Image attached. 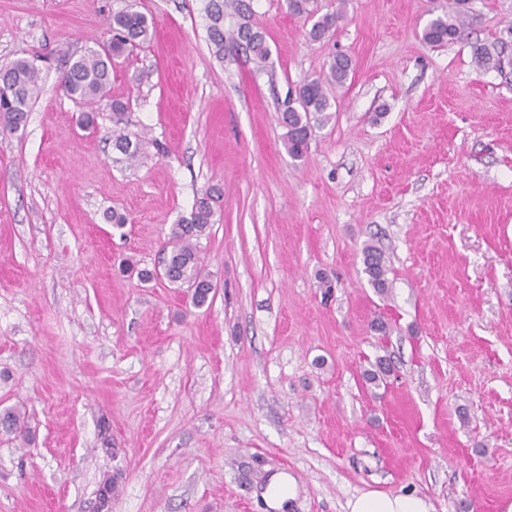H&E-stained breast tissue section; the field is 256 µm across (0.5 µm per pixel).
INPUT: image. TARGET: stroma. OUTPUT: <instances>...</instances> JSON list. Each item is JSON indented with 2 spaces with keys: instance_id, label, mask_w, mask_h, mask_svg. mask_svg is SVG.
<instances>
[{
  "instance_id": "35a3bbf8",
  "label": "stroma",
  "mask_w": 512,
  "mask_h": 512,
  "mask_svg": "<svg viewBox=\"0 0 512 512\" xmlns=\"http://www.w3.org/2000/svg\"><path fill=\"white\" fill-rule=\"evenodd\" d=\"M249 3L262 69L230 46L213 56L204 0H0V64L42 68L26 126L0 134V411L29 430L0 431V512H268L276 472L298 485L288 512H347L366 489L502 512L512 76L478 69L472 46L512 55V0H470L441 47L422 34L453 0H317L340 15L321 42L284 0ZM129 6L152 39L115 60L98 103L65 95L61 71ZM338 53L349 78L293 160L281 104ZM116 98L148 138L134 167L112 149ZM207 194L214 297L198 308L137 272ZM372 241L385 296L363 272ZM386 354L387 386L366 383ZM364 273L376 292L385 296L392 288V280L388 277L389 267L384 251L374 243H367L362 249Z\"/></svg>"
}]
</instances>
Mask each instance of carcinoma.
<instances>
[{"label":"carcinoma","instance_id":"cac0c4a2","mask_svg":"<svg viewBox=\"0 0 512 512\" xmlns=\"http://www.w3.org/2000/svg\"><path fill=\"white\" fill-rule=\"evenodd\" d=\"M288 12L312 21L308 36L314 41L323 39L336 26L339 16L335 13L317 15L311 8L314 0H285ZM455 14H445L432 20L425 28L424 41L431 46H443L455 40L463 25V11L468 0H454ZM233 7L240 22L231 33V42L244 49L258 63H265L270 56L266 34L251 21L252 10L247 0H207L205 12L209 20L208 38L214 46L216 58L224 59V13ZM112 38L105 50L81 56L74 60L60 77V87L73 99L96 102L101 99L112 76V58L121 56L130 48L145 42L153 30V20L146 15L124 9L112 14L110 22ZM476 66L483 70L505 71L509 57L503 50H492L485 45L473 47ZM351 61L342 55L333 57L328 72L322 77L305 78L295 87V95L279 113V123L285 129L284 146L288 155L297 160L308 150L316 128L331 118V103L328 88L341 87L348 79ZM40 68L27 59H17L0 65V131L16 132L25 126L30 112V103L39 91ZM112 149L122 155L129 164L138 162L145 155V142L141 136L122 127L112 129ZM214 211L209 198H200L190 217L172 225L168 244L170 251L165 259L163 279L178 288L193 289L196 306L207 303L214 285L203 271L196 241L213 223ZM364 273L376 292L385 296L392 288L388 277L389 267L384 251L374 243L362 249ZM392 371L387 356L376 358L366 380L380 386ZM21 415L10 409L0 412V430L6 433L22 432Z\"/></svg>","mask_w":512,"mask_h":512}]
</instances>
